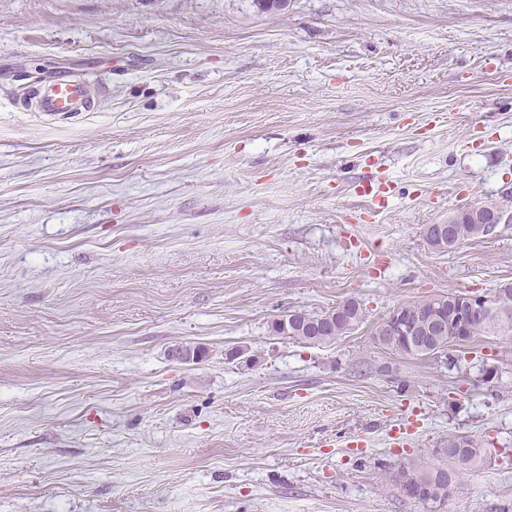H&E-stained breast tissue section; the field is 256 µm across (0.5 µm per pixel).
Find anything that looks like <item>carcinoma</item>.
I'll return each instance as SVG.
<instances>
[{
  "label": "carcinoma",
  "instance_id": "1",
  "mask_svg": "<svg viewBox=\"0 0 512 512\" xmlns=\"http://www.w3.org/2000/svg\"><path fill=\"white\" fill-rule=\"evenodd\" d=\"M466 217L458 216L459 224L455 225V245L477 239L482 236L480 225L465 223ZM408 317L423 323L435 316L447 317L448 296L435 295L423 300L405 304ZM362 309L354 301L346 302L344 313L326 311L321 315L290 311L279 315L271 321V331L277 335H286L294 340L310 345L330 344L341 336L355 329L362 321ZM512 335V289L499 300L495 308L489 312L475 327L473 336H511ZM373 339L383 348L407 357H421L438 352L445 353L456 345V332L453 324H448L445 335L434 336L423 346L410 344L400 336H391L379 329H374ZM457 436H448V452L445 458L449 468L443 470L426 461H415L402 468L395 475V481L408 478L410 483H422L423 486L436 485L453 490L456 477L465 472L482 467L486 462V448L478 439L466 437L463 445L456 444Z\"/></svg>",
  "mask_w": 512,
  "mask_h": 512
}]
</instances>
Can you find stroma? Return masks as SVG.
<instances>
[{"label": "stroma", "instance_id": "1", "mask_svg": "<svg viewBox=\"0 0 512 512\" xmlns=\"http://www.w3.org/2000/svg\"><path fill=\"white\" fill-rule=\"evenodd\" d=\"M66 73L94 109L30 112ZM481 201L512 209V0H0V512H512V336L372 339L512 283V223L425 239ZM348 299L333 343L270 332ZM452 434L486 465L403 496ZM448 298V295H435L404 304L407 315L413 322L423 323L435 316H442L444 320L445 317H448V326L444 336H433L429 343H424L425 347H422L421 343L417 345L408 343L401 336L415 340L423 334H441L444 331V323L439 319L433 320L427 327H422L417 323H410L404 318L400 312L401 308L398 306L384 322L387 324L388 332H396L400 336H390L386 332H379L381 324L379 323L375 326L373 332L375 343L401 356L421 357L438 352L447 355L445 352L457 345L455 341V326L450 323Z\"/></svg>", "mask_w": 512, "mask_h": 512}]
</instances>
